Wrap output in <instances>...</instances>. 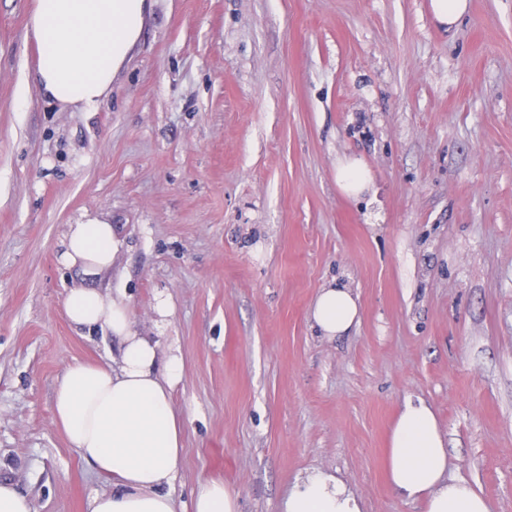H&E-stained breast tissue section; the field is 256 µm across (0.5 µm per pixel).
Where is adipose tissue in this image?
<instances>
[{
	"instance_id": "adipose-tissue-1",
	"label": "adipose tissue",
	"mask_w": 512,
	"mask_h": 512,
	"mask_svg": "<svg viewBox=\"0 0 512 512\" xmlns=\"http://www.w3.org/2000/svg\"><path fill=\"white\" fill-rule=\"evenodd\" d=\"M153 0H34L29 31L38 56L35 86L62 107H92L139 40ZM122 241L102 214L68 225L60 263L77 269L78 283L63 301L76 326L120 343L116 364H68L56 383L53 411L67 442L101 475L111 491L95 495L90 512H239L238 496L223 482H199L189 502L176 499L184 449V421L173 407L182 361L163 349L167 298L155 306L157 335L141 332L124 293L102 291ZM357 295L335 283L320 289L310 316L322 336L351 332L360 322ZM388 481L425 512H488L485 499L463 479L448 476V450L433 409L405 402L388 437ZM280 512H362L359 497L336 474L310 470L294 480Z\"/></svg>"
}]
</instances>
